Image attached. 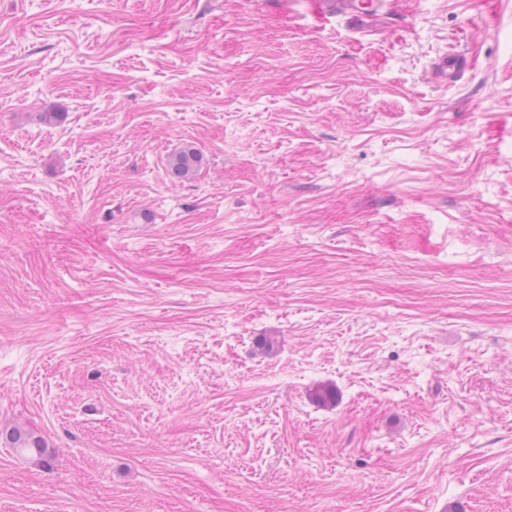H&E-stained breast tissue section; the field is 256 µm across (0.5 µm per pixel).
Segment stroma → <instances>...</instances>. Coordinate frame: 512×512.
Masks as SVG:
<instances>
[{
    "label": "stroma",
    "mask_w": 512,
    "mask_h": 512,
    "mask_svg": "<svg viewBox=\"0 0 512 512\" xmlns=\"http://www.w3.org/2000/svg\"><path fill=\"white\" fill-rule=\"evenodd\" d=\"M13 428L0 512H512V0H0ZM387 0L363 1V0H314L313 4L320 16L329 20L336 16L361 19L366 17H382L383 7ZM469 66L468 57L463 54L442 58L435 67L436 74L446 83H455ZM201 153L193 147H187L172 156L169 167L170 172L177 178H186L194 175L202 164ZM0 439L10 448H15L18 454L26 459H33L42 464L48 462L44 441L27 430L15 428L5 433L1 431Z\"/></svg>",
    "instance_id": "35a3bbf8"
}]
</instances>
